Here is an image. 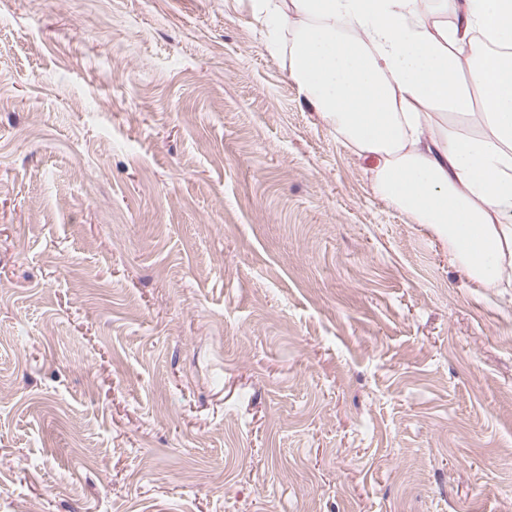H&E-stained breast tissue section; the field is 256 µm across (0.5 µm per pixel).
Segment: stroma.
I'll return each mask as SVG.
<instances>
[{
    "mask_svg": "<svg viewBox=\"0 0 512 512\" xmlns=\"http://www.w3.org/2000/svg\"><path fill=\"white\" fill-rule=\"evenodd\" d=\"M268 39L0 0V512H512V300Z\"/></svg>",
    "mask_w": 512,
    "mask_h": 512,
    "instance_id": "stroma-1",
    "label": "stroma"
}]
</instances>
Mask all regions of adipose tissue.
I'll return each instance as SVG.
<instances>
[{"label": "adipose tissue", "mask_w": 512, "mask_h": 512, "mask_svg": "<svg viewBox=\"0 0 512 512\" xmlns=\"http://www.w3.org/2000/svg\"><path fill=\"white\" fill-rule=\"evenodd\" d=\"M289 75L375 195L448 248L472 288H512V0H252ZM466 118L464 133L437 109Z\"/></svg>", "instance_id": "ef3b65f1"}]
</instances>
